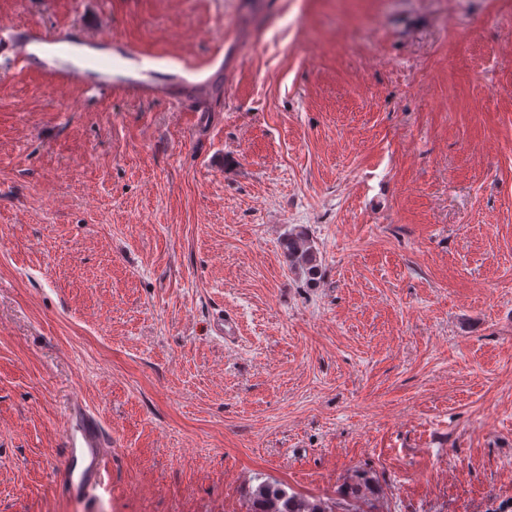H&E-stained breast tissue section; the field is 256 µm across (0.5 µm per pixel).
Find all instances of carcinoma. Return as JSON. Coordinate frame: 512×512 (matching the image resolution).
I'll return each mask as SVG.
<instances>
[{"label": "carcinoma", "mask_w": 512, "mask_h": 512, "mask_svg": "<svg viewBox=\"0 0 512 512\" xmlns=\"http://www.w3.org/2000/svg\"><path fill=\"white\" fill-rule=\"evenodd\" d=\"M283 250L289 268L302 272L308 281L314 282L321 275L317 252L306 231L288 232ZM373 494L371 480L359 476L342 489L343 503L331 507L321 499L310 500L290 493L282 484L262 482L252 492L251 512H363L360 505L368 504Z\"/></svg>", "instance_id": "obj_1"}]
</instances>
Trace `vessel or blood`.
I'll list each match as a JSON object with an SVG mask.
<instances>
[{
	"label": "vessel or blood",
	"mask_w": 512,
	"mask_h": 512,
	"mask_svg": "<svg viewBox=\"0 0 512 512\" xmlns=\"http://www.w3.org/2000/svg\"><path fill=\"white\" fill-rule=\"evenodd\" d=\"M20 37L29 44H61L68 40L67 34L51 35L37 25H27L18 29L0 28V46L11 47ZM73 419L74 427L65 439L69 463L57 472L56 480L62 493L78 498L104 488L108 438L102 424L93 413L77 411L74 412Z\"/></svg>",
	"instance_id": "1"
}]
</instances>
